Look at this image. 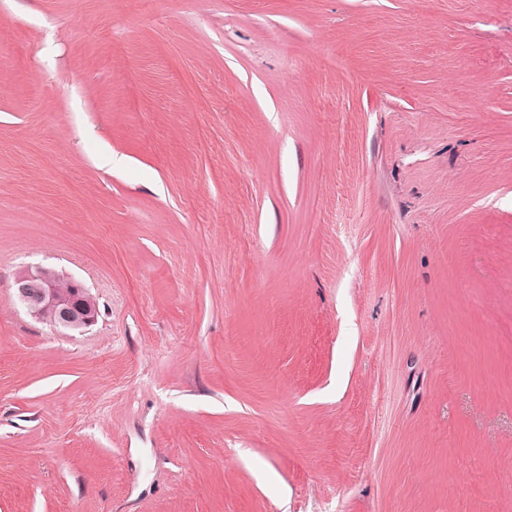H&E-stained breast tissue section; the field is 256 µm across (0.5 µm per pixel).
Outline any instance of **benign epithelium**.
Listing matches in <instances>:
<instances>
[{"label": "benign epithelium", "instance_id": "obj_1", "mask_svg": "<svg viewBox=\"0 0 512 512\" xmlns=\"http://www.w3.org/2000/svg\"><path fill=\"white\" fill-rule=\"evenodd\" d=\"M64 283L72 292L62 290ZM14 286L16 298L26 311L56 328L81 332L97 320V303L88 289L52 268L25 269L16 276Z\"/></svg>", "mask_w": 512, "mask_h": 512}]
</instances>
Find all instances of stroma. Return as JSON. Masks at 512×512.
Instances as JSON below:
<instances>
[{
	"label": "stroma",
	"instance_id": "35a3bbf8",
	"mask_svg": "<svg viewBox=\"0 0 512 512\" xmlns=\"http://www.w3.org/2000/svg\"><path fill=\"white\" fill-rule=\"evenodd\" d=\"M511 465L512 0H0V512H512ZM63 283L72 288L71 293L63 292ZM14 286L26 311L38 320H49L56 328L82 332L97 320V303L88 289L52 268L25 269L16 276ZM48 312L50 317H46Z\"/></svg>",
	"mask_w": 512,
	"mask_h": 512
}]
</instances>
